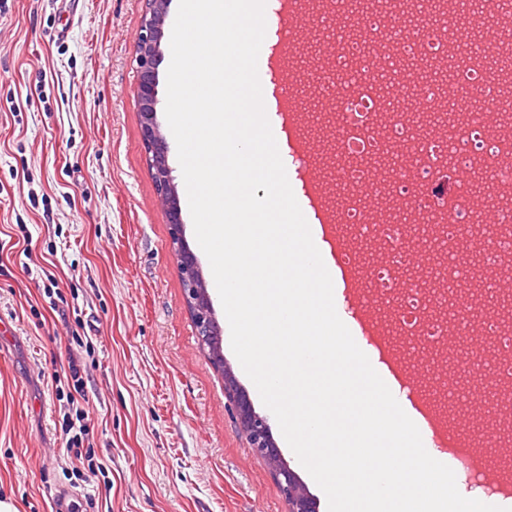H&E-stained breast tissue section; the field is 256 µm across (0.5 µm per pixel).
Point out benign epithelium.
<instances>
[{"instance_id": "obj_1", "label": "benign epithelium", "mask_w": 512, "mask_h": 512, "mask_svg": "<svg viewBox=\"0 0 512 512\" xmlns=\"http://www.w3.org/2000/svg\"><path fill=\"white\" fill-rule=\"evenodd\" d=\"M168 4L169 0H148L134 44L141 141L147 162L154 168L159 201L168 218L171 248L182 278L184 302L194 323L198 343L203 351L211 355L212 360L223 364V351L217 347V342L222 338V329L215 317L210 295L205 289L198 260L185 239L176 186L168 163L169 147L157 121V65L168 18ZM226 395L238 412L240 429L246 435L250 447L275 464L276 477L288 504V512H318L316 499L308 494L274 443L267 419L255 412L243 390H228Z\"/></svg>"}]
</instances>
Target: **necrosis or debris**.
Wrapping results in <instances>:
<instances>
[{
	"mask_svg": "<svg viewBox=\"0 0 512 512\" xmlns=\"http://www.w3.org/2000/svg\"><path fill=\"white\" fill-rule=\"evenodd\" d=\"M307 25L282 52L297 86L320 90L333 117L332 169L362 202L319 201L348 238L337 263L350 294L384 301L383 336L420 338L442 356L437 417L472 416L470 448H491L512 484V40L473 54L460 0H300ZM492 86L481 116L448 97ZM467 280L449 290V276Z\"/></svg>",
	"mask_w": 512,
	"mask_h": 512,
	"instance_id": "necrosis-or-debris-1",
	"label": "necrosis or debris"
}]
</instances>
